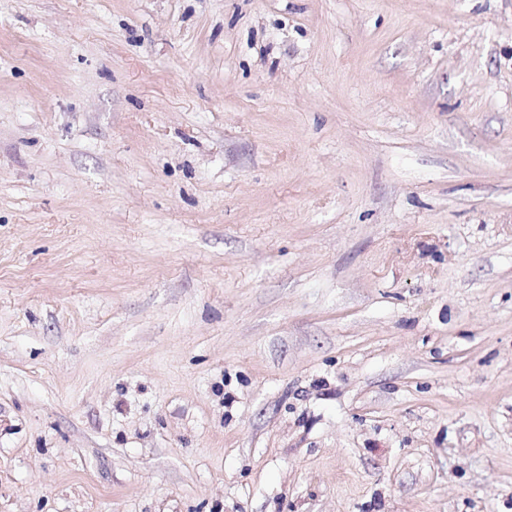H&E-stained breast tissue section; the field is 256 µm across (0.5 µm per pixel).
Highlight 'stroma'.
Wrapping results in <instances>:
<instances>
[{"label":"stroma","instance_id":"1","mask_svg":"<svg viewBox=\"0 0 512 512\" xmlns=\"http://www.w3.org/2000/svg\"><path fill=\"white\" fill-rule=\"evenodd\" d=\"M0 512H512V0H0Z\"/></svg>","mask_w":512,"mask_h":512}]
</instances>
